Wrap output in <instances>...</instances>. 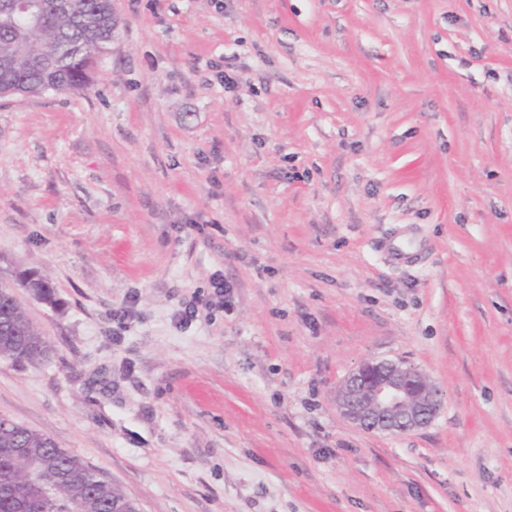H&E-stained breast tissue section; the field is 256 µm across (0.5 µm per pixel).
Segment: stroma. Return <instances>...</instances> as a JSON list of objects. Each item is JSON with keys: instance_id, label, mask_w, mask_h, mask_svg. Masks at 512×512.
Masks as SVG:
<instances>
[{"instance_id": "35a3bbf8", "label": "stroma", "mask_w": 512, "mask_h": 512, "mask_svg": "<svg viewBox=\"0 0 512 512\" xmlns=\"http://www.w3.org/2000/svg\"><path fill=\"white\" fill-rule=\"evenodd\" d=\"M112 9L85 89L0 96V282L57 299L16 288L49 354L0 416L140 512H512V0ZM382 359L427 428L337 411ZM417 246V250L414 249ZM422 243H413L411 241H404L398 239H389L380 245V249L390 260L394 262H406L411 260L415 254L421 249ZM16 280L21 288H27L28 291L39 298L51 297L52 287L49 282L34 271H21L16 274ZM211 288H213V292L207 299H196L184 305L179 311L180 322H189L197 318L200 309L209 310L217 306L224 310H230L236 286L224 280L223 276H216L211 282ZM406 368L387 359L361 364L338 390L337 410L369 433L403 435L429 426L441 409L439 389L417 371L408 377Z\"/></svg>"}]
</instances>
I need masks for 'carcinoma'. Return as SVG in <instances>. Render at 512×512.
I'll return each instance as SVG.
<instances>
[{
  "instance_id": "carcinoma-1",
  "label": "carcinoma",
  "mask_w": 512,
  "mask_h": 512,
  "mask_svg": "<svg viewBox=\"0 0 512 512\" xmlns=\"http://www.w3.org/2000/svg\"><path fill=\"white\" fill-rule=\"evenodd\" d=\"M41 22L23 26L12 0H0V95H37L84 88L97 54L112 41V0H35ZM18 285L51 297L34 271ZM43 336L15 294L0 287V359L38 364ZM137 502L51 438L8 421L0 426V512H131Z\"/></svg>"
}]
</instances>
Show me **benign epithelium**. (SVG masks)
<instances>
[{
    "label": "benign epithelium",
    "mask_w": 512,
    "mask_h": 512,
    "mask_svg": "<svg viewBox=\"0 0 512 512\" xmlns=\"http://www.w3.org/2000/svg\"><path fill=\"white\" fill-rule=\"evenodd\" d=\"M442 405L439 389L425 376L406 375L400 361L366 362L352 371L336 394L347 421L369 433L403 435L429 426Z\"/></svg>",
    "instance_id": "1"
}]
</instances>
